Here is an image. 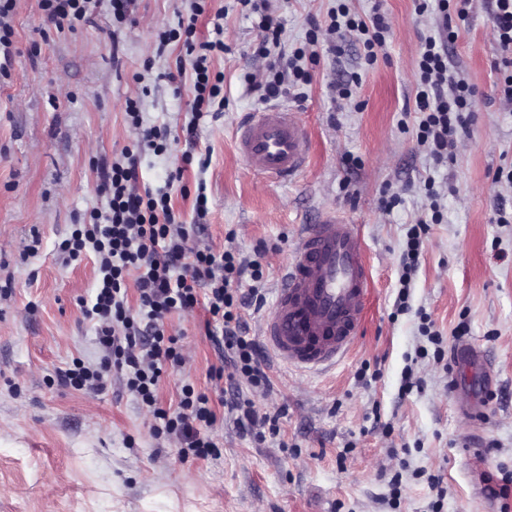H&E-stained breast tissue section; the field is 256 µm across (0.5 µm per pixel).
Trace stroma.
Instances as JSON below:
<instances>
[{"label": "stroma", "mask_w": 512, "mask_h": 512, "mask_svg": "<svg viewBox=\"0 0 512 512\" xmlns=\"http://www.w3.org/2000/svg\"><path fill=\"white\" fill-rule=\"evenodd\" d=\"M376 4L389 36L375 64L344 35L341 55L318 47L310 82L279 99L309 134L304 169L279 182L254 176L236 150L241 122L267 107L245 79L267 61L257 52L256 18L239 0H209L197 22L199 37L211 39V14H224L226 48L212 63L224 75V105L192 136V76L167 78L181 46L157 50L159 33L185 14L183 0H132L123 24L102 0L89 21L61 30L42 23L38 0H16L15 57L0 81V512H501L483 486L488 475L512 480V223L494 221L496 209L512 212V184L494 179L512 165V111L480 102L454 162L435 166L405 109L432 20L416 15L415 0H348L364 19ZM335 8L336 0H267L283 27L279 53L304 47L309 19L328 22ZM448 51L462 76L489 93L497 45L484 0H473ZM341 81L350 98H337ZM133 96L144 125L168 131L165 153L141 152L140 182L155 189L182 170L173 205L193 223L205 184L204 243L222 250L232 232L244 253L260 241L269 247L264 303L244 312L248 336L261 337L292 245L322 210L345 215L366 248L370 288L351 351L322 372L270 359L273 390L252 399L282 410L279 434L242 435L217 407V458L179 461L116 386L84 393L54 382L72 360H98L94 323L78 305L93 294L94 263L65 261L58 244L105 205L102 161L137 144L125 115ZM429 179L440 194L438 224L429 221ZM393 194L400 204L383 210ZM422 220L429 226L410 308L400 312L399 257ZM205 319L199 307L170 321L188 360L161 382L164 405L176 406L184 384L214 387ZM426 319L441 344L422 336ZM461 323L468 331L458 337ZM439 348L450 367L435 360ZM408 367L423 384L406 394Z\"/></svg>", "instance_id": "1"}]
</instances>
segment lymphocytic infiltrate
Listing matches in <instances>:
<instances>
[{"mask_svg":"<svg viewBox=\"0 0 512 512\" xmlns=\"http://www.w3.org/2000/svg\"><path fill=\"white\" fill-rule=\"evenodd\" d=\"M189 2L187 21L161 34L159 45L181 43L184 55L176 64H191L194 106L200 109L212 106L222 93L224 75L211 70L210 60L223 52L224 43L198 37L196 22L205 13L207 0ZM97 3L39 0V8L44 22L60 28L90 17ZM471 9L472 0H416L417 15L432 12L438 18L435 32L424 37L416 59L419 80L413 105L421 116L417 140L438 165L453 162L455 139L472 122L477 89L466 80L452 79L448 61L456 24L467 21ZM487 10L498 47L494 92L499 101L512 104V0H488ZM336 13L337 20L326 29L352 33L363 45L366 62H376L389 33L384 16L377 12L367 21L357 18L345 0H340ZM99 190L107 198L106 211H90L58 248L74 261L94 258L95 295L80 300L79 306L95 323L103 357L95 366L73 361L71 368L58 372V384L100 392L108 381L118 382L151 413L154 438L178 442L181 460L218 456L219 444L209 433L217 414L208 393L183 385L172 410L158 397L163 376L185 363L180 337L170 333L168 322L200 305L208 315L205 331L218 359L209 376L228 380L237 389L224 401V408L234 415L243 434L260 439L279 432L280 413L256 407L240 391L244 385L264 393L272 390L269 359L247 336L243 317L245 309L263 299L261 263L241 256L231 245L220 251L201 245L204 225L181 223L170 192L140 184L132 151L103 166ZM247 278L252 281L248 289L242 286Z\"/></svg>","mask_w":512,"mask_h":512,"instance_id":"lymphocytic-infiltrate-1","label":"lymphocytic infiltrate"}]
</instances>
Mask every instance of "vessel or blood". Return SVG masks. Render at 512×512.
Segmentation results:
<instances>
[{"label": "vessel or blood", "mask_w": 512, "mask_h": 512, "mask_svg": "<svg viewBox=\"0 0 512 512\" xmlns=\"http://www.w3.org/2000/svg\"><path fill=\"white\" fill-rule=\"evenodd\" d=\"M307 138L296 112L272 107L241 126L237 150L253 174L286 182L306 164ZM368 277L354 225L332 212L305 225L263 325L267 347L290 367L334 365L357 337Z\"/></svg>", "instance_id": "b4317fda"}]
</instances>
